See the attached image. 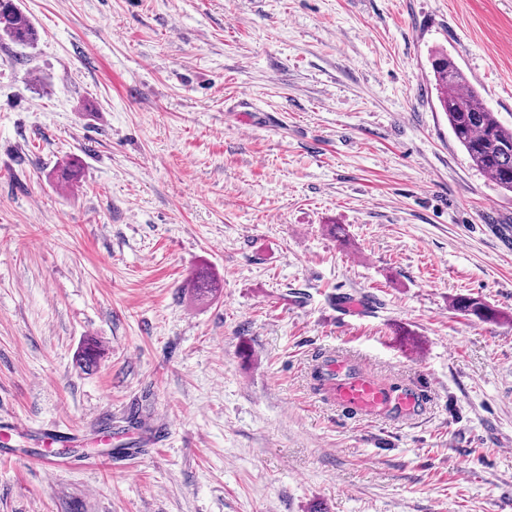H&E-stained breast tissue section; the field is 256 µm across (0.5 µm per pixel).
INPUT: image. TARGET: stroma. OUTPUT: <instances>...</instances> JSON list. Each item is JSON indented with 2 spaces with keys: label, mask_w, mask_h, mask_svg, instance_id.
Listing matches in <instances>:
<instances>
[{
  "label": "stroma",
  "mask_w": 512,
  "mask_h": 512,
  "mask_svg": "<svg viewBox=\"0 0 512 512\" xmlns=\"http://www.w3.org/2000/svg\"><path fill=\"white\" fill-rule=\"evenodd\" d=\"M20 5L0 417L84 443L51 474L0 459V512H512V197L431 68L512 127V0ZM328 359L416 410L340 408ZM441 111L472 163L501 190L512 193V127H505L447 54L432 58Z\"/></svg>",
  "instance_id": "obj_1"
}]
</instances>
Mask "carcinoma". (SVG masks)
I'll return each mask as SVG.
<instances>
[{
  "label": "carcinoma",
  "mask_w": 512,
  "mask_h": 512,
  "mask_svg": "<svg viewBox=\"0 0 512 512\" xmlns=\"http://www.w3.org/2000/svg\"><path fill=\"white\" fill-rule=\"evenodd\" d=\"M38 32L19 0H0V39L29 45ZM433 80L441 111L456 140L472 163L501 190L512 193V127L504 126L459 66L444 53L432 58ZM457 307L481 320H493L497 312L472 298Z\"/></svg>",
  "instance_id": "carcinoma-1"
}]
</instances>
